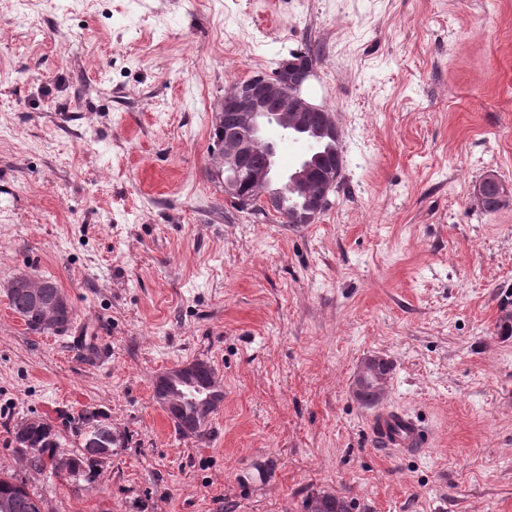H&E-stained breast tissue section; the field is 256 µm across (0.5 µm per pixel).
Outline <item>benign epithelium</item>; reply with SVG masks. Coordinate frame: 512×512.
<instances>
[{
  "instance_id": "7a95c632",
  "label": "benign epithelium",
  "mask_w": 512,
  "mask_h": 512,
  "mask_svg": "<svg viewBox=\"0 0 512 512\" xmlns=\"http://www.w3.org/2000/svg\"><path fill=\"white\" fill-rule=\"evenodd\" d=\"M313 75L312 66L296 56L282 62L275 73L253 75L231 86L214 110L213 128L218 134L214 174L221 179L224 200L251 210L258 208L266 214L287 216L290 224H313L329 205V194L336 187L341 172L339 163L327 161L326 154L318 152L306 163L296 166L290 173L278 169L279 141L266 136V130L276 128L283 139L290 135H304L319 146L333 147L339 131L332 111L310 102L303 95V86ZM320 115L319 125L311 128L309 116ZM259 145L265 147L266 161L253 165L250 157ZM320 170V190L315 195L305 191L316 166ZM503 202V187L494 177L485 178L475 189L473 202L486 207L489 202ZM11 292L27 295L32 309L53 318L69 316V299L54 282H33L20 274L9 284ZM196 367L181 364L161 372L156 379V403L164 410L172 407L171 390L181 387L190 391L198 407L219 404L222 393L195 381ZM373 380L371 363L359 366L352 384L356 395ZM39 420L22 421L14 431L19 450H28L30 427ZM85 452L101 461L112 455V430L105 424L84 433Z\"/></svg>"
}]
</instances>
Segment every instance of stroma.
Listing matches in <instances>:
<instances>
[{
	"mask_svg": "<svg viewBox=\"0 0 512 512\" xmlns=\"http://www.w3.org/2000/svg\"><path fill=\"white\" fill-rule=\"evenodd\" d=\"M310 53L343 169L312 224L233 208L210 173L234 83ZM508 190L486 212L476 186ZM67 295L34 333L17 274ZM512 0H0V472L45 512H512ZM380 355L382 404L417 457L378 448L351 381ZM196 360L224 394L179 435L156 376ZM91 480L32 470L29 418L80 447ZM97 417L98 415L93 412L82 414L78 419V424H80V427L87 428L96 426L98 425ZM39 422L40 420L36 418L24 420L17 425L14 431L16 447L20 451L24 450L26 452V455L20 456L28 460L30 457L28 448L33 450L34 457L30 461V465L36 471H43L46 468V458L53 464L56 456L66 453L69 457L65 454L57 457L58 465L66 469L69 460V469L66 470L67 474L80 479L79 477H85L87 473H90L91 469L97 466L96 460L101 461L112 455V430L105 424H99L97 427L86 430L84 433V448H86L85 452L90 457L86 456L83 450L78 452L66 451L52 427L42 421L32 429L29 446L28 433L30 427ZM304 512H352V501L331 493L308 494L303 501Z\"/></svg>",
	"mask_w": 512,
	"mask_h": 512,
	"instance_id": "1",
	"label": "stroma"
}]
</instances>
